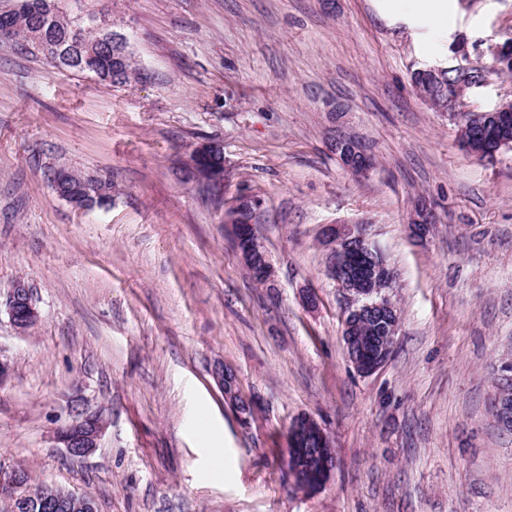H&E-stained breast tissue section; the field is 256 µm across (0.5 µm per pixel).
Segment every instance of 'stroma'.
Masks as SVG:
<instances>
[{
  "label": "stroma",
  "instance_id": "stroma-1",
  "mask_svg": "<svg viewBox=\"0 0 512 512\" xmlns=\"http://www.w3.org/2000/svg\"><path fill=\"white\" fill-rule=\"evenodd\" d=\"M105 8L146 77L122 88L0 42V471L84 495L97 512H512V433L490 408L512 358V149L466 154L411 85L455 38L512 39V0H65ZM374 152L358 179L328 143ZM219 142L222 194L184 180ZM112 181L81 210L50 169ZM276 285H258L224 226L240 189ZM434 208L410 235L415 199ZM326 224H363L396 275L390 360L359 375L325 272ZM40 312L16 330V282ZM317 297L303 302V290ZM235 376L252 414L214 379ZM110 425L89 456L54 440L77 413ZM312 416L337 465L294 489L287 430ZM223 455H216V448Z\"/></svg>",
  "mask_w": 512,
  "mask_h": 512
}]
</instances>
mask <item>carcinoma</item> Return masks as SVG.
I'll list each match as a JSON object with an SVG mask.
<instances>
[{"label": "carcinoma", "mask_w": 512, "mask_h": 512, "mask_svg": "<svg viewBox=\"0 0 512 512\" xmlns=\"http://www.w3.org/2000/svg\"><path fill=\"white\" fill-rule=\"evenodd\" d=\"M94 12L72 14L64 10L61 0H23L18 9L0 11V24L15 30V42L33 54L42 56L54 67L91 75L113 86H125L144 78L131 49L122 60L112 59V45L100 39L93 29ZM68 172V192L72 196L91 195L92 206L112 202V181L98 179L66 167L53 174Z\"/></svg>", "instance_id": "cac0c4a2"}]
</instances>
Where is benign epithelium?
I'll return each mask as SVG.
<instances>
[{"label": "benign epithelium", "mask_w": 512, "mask_h": 512, "mask_svg": "<svg viewBox=\"0 0 512 512\" xmlns=\"http://www.w3.org/2000/svg\"><path fill=\"white\" fill-rule=\"evenodd\" d=\"M456 55L465 63L451 68L456 79L438 86L428 102L448 113L460 124L459 141L470 155L492 161L501 151L512 148L501 139L503 126L512 118L509 103L492 111L457 112L458 100L467 90L482 84L486 67L470 61L465 45L455 46ZM489 56L493 67L512 66V42L492 44L478 51V56ZM331 151L348 161L347 170L357 178L369 176L376 168L371 152L355 137L338 134L330 140ZM223 148L214 142L197 147L196 167H208L205 182L215 192L224 186ZM260 203L250 194H240L224 204V223L231 225L234 247L245 265L256 269L261 281H273L275 269L265 251L263 242L253 224L246 223V216H257ZM435 222L434 210L428 203L417 205L409 217L410 232L418 239L425 237L430 224ZM322 245L327 251V275L336 282L344 302L342 337L355 371L370 376L382 368L393 351L399 328V317L390 299L395 276L383 258V253L367 233L364 224H327L321 234ZM6 308L15 329L26 331L39 320L40 313L33 300L31 289L23 282L16 283L8 294ZM220 381L224 396L237 407L250 408L236 387L234 376L222 374ZM500 423L512 425V364L501 367L497 390L493 398ZM108 419L102 413H79L71 422L58 429L56 440L72 457H85L94 448L107 429ZM292 438L287 447L296 449L292 468L288 474L294 484L305 493L321 489L334 469L336 456L329 435L316 420L302 416L289 427ZM96 512L93 502L74 491L45 485L35 501L20 495L12 498L10 512Z\"/></svg>", "instance_id": "7a95c632"}]
</instances>
